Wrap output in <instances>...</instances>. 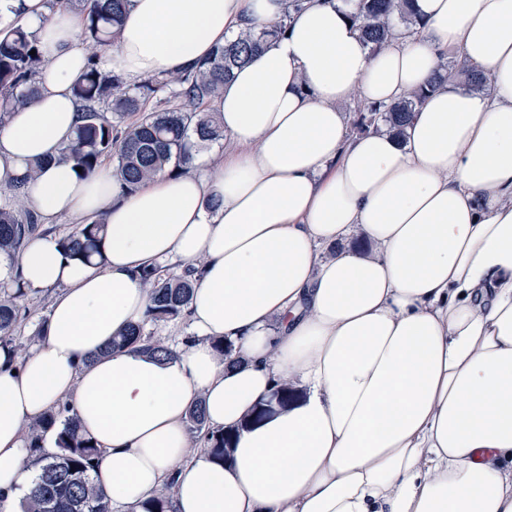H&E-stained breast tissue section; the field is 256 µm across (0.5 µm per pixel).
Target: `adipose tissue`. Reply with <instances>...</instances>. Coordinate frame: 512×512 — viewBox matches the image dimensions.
Returning a JSON list of instances; mask_svg holds the SVG:
<instances>
[{
    "label": "adipose tissue",
    "mask_w": 512,
    "mask_h": 512,
    "mask_svg": "<svg viewBox=\"0 0 512 512\" xmlns=\"http://www.w3.org/2000/svg\"><path fill=\"white\" fill-rule=\"evenodd\" d=\"M284 7L129 0L97 62L131 83L173 76ZM414 8L419 32L374 51L355 0H308L225 84L230 146L130 193L112 168L83 177L61 158L84 14L0 0V23L43 59L37 97L0 127V189L23 182L42 223L106 225L103 262L42 233L19 257L29 290L55 295L33 352L0 348V512L36 478L24 423L63 401L103 449L95 479L122 512L167 485L172 512H512V0ZM452 59L490 90L429 91L401 141L351 133L346 104H392ZM355 234L371 251L349 247ZM166 261L199 271L193 338L165 360L112 347L150 305L140 271ZM285 380L304 398L249 424ZM198 404L235 434L224 464L190 443Z\"/></svg>",
    "instance_id": "ef3b65f1"
}]
</instances>
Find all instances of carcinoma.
Segmentation results:
<instances>
[{
	"label": "carcinoma",
	"mask_w": 512,
	"mask_h": 512,
	"mask_svg": "<svg viewBox=\"0 0 512 512\" xmlns=\"http://www.w3.org/2000/svg\"><path fill=\"white\" fill-rule=\"evenodd\" d=\"M128 0H51L50 8L77 5L86 14L90 52L102 46H115L123 25ZM307 0H288L284 19L260 29L240 31L232 40L215 48L212 54L188 72L167 78H148L128 87L122 78L103 72L92 62L74 94L85 103L74 138L64 151L72 167L82 175L93 174L105 158L117 161L116 171L124 188L132 191L141 182L170 169L184 168L192 160V149L224 139V125L210 103L224 90L236 69L264 51L269 42L282 34L285 19L301 10ZM411 0H358L352 15L365 41L374 49L395 35V21L416 25ZM35 43L21 27L0 28V126L16 105L34 98V81L40 57L30 54ZM428 90L401 99L394 105L370 104L362 109L361 128L384 124L396 136L412 119ZM41 232L38 217L26 207L21 192L0 203V256L19 255L27 239ZM105 224L92 219L61 237L64 253L77 260L103 257ZM140 279L152 289V305L146 320L112 340L114 346L137 345L161 358L173 350L160 338H152L147 328L159 327L184 316L196 278L185 270L170 273L165 266L146 267ZM27 290L13 277L11 291L0 292V347L18 352L12 333L26 316ZM188 426L197 440L208 448L211 458L222 464L230 458L232 435L206 427L202 407L189 412ZM56 434V450L45 452L44 435ZM29 451L36 456L38 476L22 501V512H112V500L95 483L100 449L78 425L75 414L65 407L35 421L26 431Z\"/></svg>",
	"instance_id": "cac0c4a2"
}]
</instances>
